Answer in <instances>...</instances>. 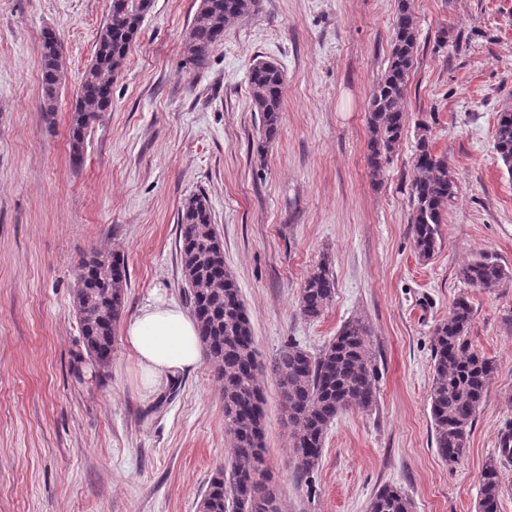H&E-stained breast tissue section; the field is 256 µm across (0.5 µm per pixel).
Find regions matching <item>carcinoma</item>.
<instances>
[{
	"label": "carcinoma",
	"instance_id": "obj_1",
	"mask_svg": "<svg viewBox=\"0 0 512 512\" xmlns=\"http://www.w3.org/2000/svg\"><path fill=\"white\" fill-rule=\"evenodd\" d=\"M153 7L154 0H109L94 55L76 92L70 124L72 164L82 162L88 130L112 105L108 74L124 66ZM258 8L259 0H203L184 39L186 61L197 67L205 64L223 44L227 27L256 14ZM417 35L413 0H398L388 65L369 98L367 163L375 174L382 171L403 137ZM62 79L60 40L54 29L47 28L42 31V111H54ZM283 84L284 73L277 64L257 59L251 65L250 100L262 118L257 147L261 154L279 132ZM495 148L512 174V109L498 113ZM413 172L414 244L418 256L428 260L440 246V227L457 186L447 157L436 154L425 136L417 141ZM177 224L185 294L198 324L203 355L222 385L224 425L231 433L228 465L211 476L199 508L204 512H280L278 483L265 446L263 366L240 290L224 266V250L206 197L187 199ZM78 269L82 274L76 279L75 316L89 361L104 368L112 358L115 333L126 316L129 275L125 258L118 252L92 248L79 260ZM459 276L466 284L484 289L498 288L512 279L489 254L463 266ZM335 294V278L325 258L306 277L299 293V310L315 321L331 306ZM473 319L471 303L460 296L434 333L430 413L435 448L450 464L458 462L468 448L477 412L495 372L493 361L471 345ZM371 336L369 323L354 318L344 323L317 356L291 344L270 362L269 373L291 426L294 468L299 475L308 478L318 468L326 431L336 417L348 410L371 412L376 408L379 372ZM500 495L498 467L491 460L482 475L479 512H499ZM411 509L407 495L392 486L380 489L369 504V512Z\"/></svg>",
	"mask_w": 512,
	"mask_h": 512
}]
</instances>
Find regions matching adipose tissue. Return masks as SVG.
Segmentation results:
<instances>
[{
	"label": "adipose tissue",
	"mask_w": 512,
	"mask_h": 512,
	"mask_svg": "<svg viewBox=\"0 0 512 512\" xmlns=\"http://www.w3.org/2000/svg\"><path fill=\"white\" fill-rule=\"evenodd\" d=\"M123 335L148 389H159L201 362L198 325L174 301L148 302L125 324Z\"/></svg>",
	"instance_id": "1"
}]
</instances>
